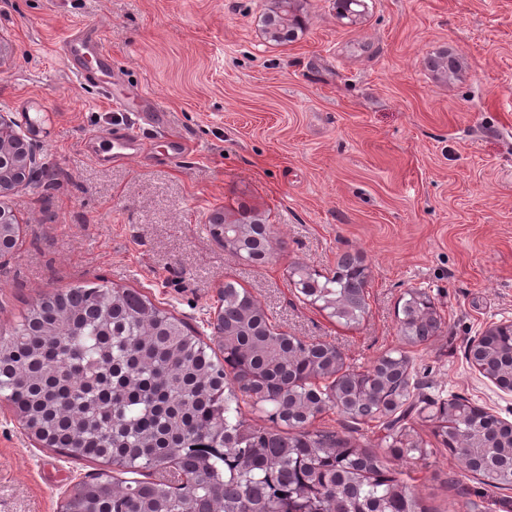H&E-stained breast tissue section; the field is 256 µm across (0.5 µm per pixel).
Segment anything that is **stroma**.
Returning a JSON list of instances; mask_svg holds the SVG:
<instances>
[{"label":"stroma","instance_id":"stroma-1","mask_svg":"<svg viewBox=\"0 0 512 512\" xmlns=\"http://www.w3.org/2000/svg\"><path fill=\"white\" fill-rule=\"evenodd\" d=\"M296 0L303 21L271 40L275 0H0V113L38 127L42 187L7 200L21 226L0 264V333L40 294L107 281L147 295L202 340L225 283L247 290L276 327L341 352L363 372L398 349L433 401L455 396L512 423V392L470 365L468 345L512 321V0ZM99 35L111 102L61 55L74 30ZM456 68L440 76V55ZM115 133L133 159L100 164ZM274 227L259 265L210 230L218 211ZM366 268L367 312L346 326L304 300L292 267L333 275L342 255ZM425 291L438 328L400 333L408 292ZM435 450L391 456L379 432L338 410L312 426L375 453L430 512H512V485L483 486L411 416ZM29 437L0 402V512H59L77 482L104 472Z\"/></svg>","mask_w":512,"mask_h":512}]
</instances>
